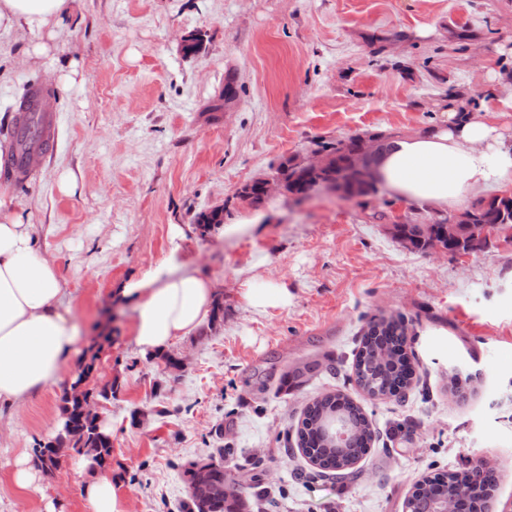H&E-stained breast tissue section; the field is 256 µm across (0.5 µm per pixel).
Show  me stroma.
Returning a JSON list of instances; mask_svg holds the SVG:
<instances>
[{"label":"stroma","mask_w":512,"mask_h":512,"mask_svg":"<svg viewBox=\"0 0 512 512\" xmlns=\"http://www.w3.org/2000/svg\"><path fill=\"white\" fill-rule=\"evenodd\" d=\"M203 48L183 56V36ZM36 35L0 41V147L28 85L52 94L57 146L23 183L0 180L28 214L37 244L73 298L77 360L121 387L102 416L112 429L113 481L128 512H178L183 471L224 449V469L250 512H406L425 475L500 464L489 512H512V240L470 255L406 249L392 222L433 210L378 190L367 205L323 190L251 206L238 189L319 140L412 133L447 122L455 94L512 135V0H77L53 51ZM239 85L210 111L225 71ZM225 208L243 232L201 237L196 216ZM175 255L217 280L224 314L169 349L184 366L133 344L135 312L118 288ZM288 291L282 306L250 304V284ZM404 315L418 379L400 398L351 382L366 323ZM332 364L280 391L300 363ZM470 377L466 396L449 373ZM341 391L377 438L352 477L316 475L294 430L318 395ZM61 386L0 427V500L12 512H85L80 456L63 459L41 493L16 495L19 452L51 436Z\"/></svg>","instance_id":"35a3bbf8"}]
</instances>
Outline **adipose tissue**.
I'll return each mask as SVG.
<instances>
[{
    "label": "adipose tissue",
    "instance_id": "ef3b65f1",
    "mask_svg": "<svg viewBox=\"0 0 512 512\" xmlns=\"http://www.w3.org/2000/svg\"><path fill=\"white\" fill-rule=\"evenodd\" d=\"M74 0H0V38L46 34L33 45L45 57L64 29ZM378 184L419 208H457L479 189L512 184V139L485 113L464 110L445 124L393 139L374 167ZM135 307L133 342L141 354L165 351L194 334L212 311L213 279L173 259L124 284ZM74 306L56 267L36 246L27 215L0 192V420L58 384L77 353ZM86 512H126L125 495L107 477L89 480Z\"/></svg>",
    "mask_w": 512,
    "mask_h": 512
}]
</instances>
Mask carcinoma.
Segmentation results:
<instances>
[{
  "label": "carcinoma",
  "mask_w": 512,
  "mask_h": 512,
  "mask_svg": "<svg viewBox=\"0 0 512 512\" xmlns=\"http://www.w3.org/2000/svg\"><path fill=\"white\" fill-rule=\"evenodd\" d=\"M42 102L34 92L21 98L15 117L11 151L4 160L0 174L21 182L29 170L27 158L33 151L43 150ZM315 145L333 153L326 173L342 170L349 155L357 149L356 140L349 136L337 141H317ZM286 191H305L313 177L297 172L296 159L279 163ZM473 224H511L512 194L494 196L485 206L469 214V221L460 225L464 240L471 238ZM405 317L381 316L368 322L358 340L352 365V380L372 398H392L411 389L416 378L414 363L407 353ZM97 356H91L83 372L75 375L70 387L63 390L59 403L61 427L56 434L39 440L34 454L43 455L54 448L71 449L75 454L91 459L93 466L104 468L112 463V430L97 416L84 414L88 400L106 403L119 391L116 382L90 385ZM321 370L316 361L295 366L282 376L281 387L296 388L301 379ZM375 439V431L363 408L342 392H329L316 397L305 407L295 431L297 448L322 475L338 478L354 475V465L366 456ZM206 472L191 483L181 512H243L241 494L222 497L211 491L224 483V464L210 460ZM501 472L495 466L477 471H439L423 477L407 498L408 512H434V504L451 489L460 491L457 508L461 512H488L489 502L497 490Z\"/></svg>",
  "instance_id": "carcinoma-1"
}]
</instances>
